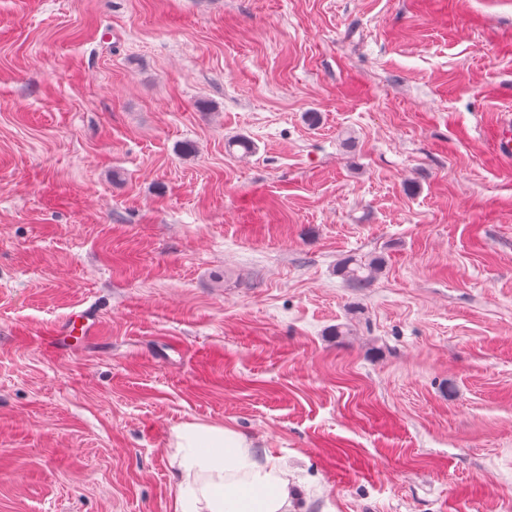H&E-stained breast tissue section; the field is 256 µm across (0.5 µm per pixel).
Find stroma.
<instances>
[{
    "instance_id": "1",
    "label": "stroma",
    "mask_w": 512,
    "mask_h": 512,
    "mask_svg": "<svg viewBox=\"0 0 512 512\" xmlns=\"http://www.w3.org/2000/svg\"><path fill=\"white\" fill-rule=\"evenodd\" d=\"M511 126L512 0H0V512H512ZM383 261L380 257L371 260L350 257L339 267V273L354 288H368L372 285ZM178 463L173 512H300L288 472L232 429L185 423L172 430Z\"/></svg>"
}]
</instances>
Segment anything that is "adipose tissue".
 Wrapping results in <instances>:
<instances>
[{"instance_id": "1", "label": "adipose tissue", "mask_w": 512, "mask_h": 512, "mask_svg": "<svg viewBox=\"0 0 512 512\" xmlns=\"http://www.w3.org/2000/svg\"><path fill=\"white\" fill-rule=\"evenodd\" d=\"M178 463L174 512H297L288 473L257 462L252 443L232 429L185 423L172 430Z\"/></svg>"}]
</instances>
